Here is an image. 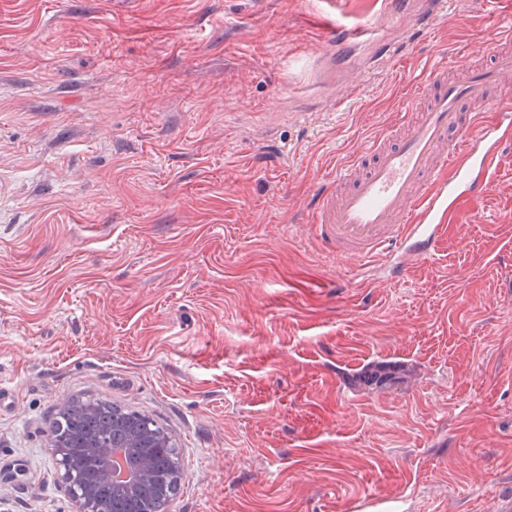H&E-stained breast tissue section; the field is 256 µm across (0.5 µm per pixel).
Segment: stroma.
I'll list each match as a JSON object with an SVG mask.
<instances>
[{
  "label": "stroma",
  "mask_w": 512,
  "mask_h": 512,
  "mask_svg": "<svg viewBox=\"0 0 512 512\" xmlns=\"http://www.w3.org/2000/svg\"><path fill=\"white\" fill-rule=\"evenodd\" d=\"M431 8L0 0V512H74L71 399L163 427L171 512H512V143L400 282L310 225L411 79L512 30L446 0L416 31ZM382 361L402 386H350Z\"/></svg>",
  "instance_id": "obj_1"
}]
</instances>
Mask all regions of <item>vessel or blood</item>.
I'll list each match as a JSON object with an SVG mask.
<instances>
[{"instance_id":"1","label":"vessel or blood","mask_w":512,"mask_h":512,"mask_svg":"<svg viewBox=\"0 0 512 512\" xmlns=\"http://www.w3.org/2000/svg\"><path fill=\"white\" fill-rule=\"evenodd\" d=\"M512 77V53L477 66H433L404 106L403 136L374 139L314 201V229L340 259H380L403 280L437 253L463 198L490 190L500 149L512 140V100L491 97ZM497 114L482 121L484 110Z\"/></svg>"}]
</instances>
